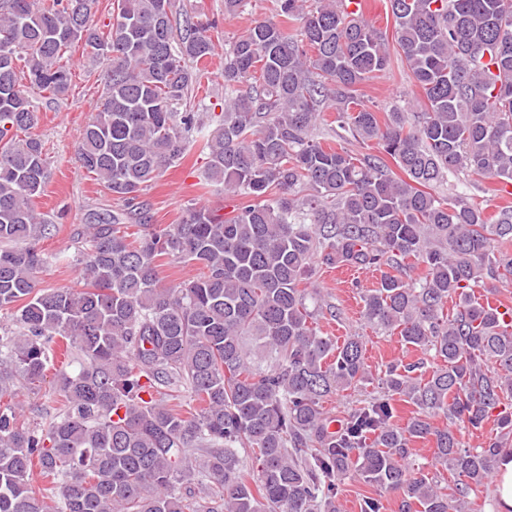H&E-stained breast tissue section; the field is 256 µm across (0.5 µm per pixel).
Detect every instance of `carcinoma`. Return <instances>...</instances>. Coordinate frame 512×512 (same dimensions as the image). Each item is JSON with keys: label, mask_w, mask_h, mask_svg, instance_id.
Masks as SVG:
<instances>
[{"label": "carcinoma", "mask_w": 512, "mask_h": 512, "mask_svg": "<svg viewBox=\"0 0 512 512\" xmlns=\"http://www.w3.org/2000/svg\"><path fill=\"white\" fill-rule=\"evenodd\" d=\"M307 2L277 0L280 20L224 49V112L210 127L191 100L215 23L177 24L176 0H115L102 26L94 0H0V311L12 321L0 326V397L56 359L82 360L56 371L45 423L0 402V512H340L349 473L379 492L361 512H381L383 493L398 512H468L489 488L512 444V322L475 289L512 280V206L488 218L429 188L450 174L512 183V0H389L395 52L423 95L412 119L361 100L391 66L388 39L337 0ZM79 43L107 81L76 153L126 210L88 217L78 280L45 288L52 257L37 244L57 226L34 209L49 170L31 93L68 94L64 56ZM326 107L344 131L334 147L314 135ZM350 139L376 142L405 177L354 156ZM193 145L207 180L240 202L157 228L141 192ZM163 256L196 275L160 286ZM408 259L424 278H405ZM316 262L394 269L363 295V317L437 360L427 373L387 364L335 431L324 400L362 387L368 369L362 340L314 326ZM182 391L197 413L167 403ZM399 401L417 408L403 428ZM490 420L496 432L466 446L462 431ZM418 439L434 443V464L412 463ZM36 469L50 488L34 485Z\"/></svg>", "instance_id": "1"}]
</instances>
